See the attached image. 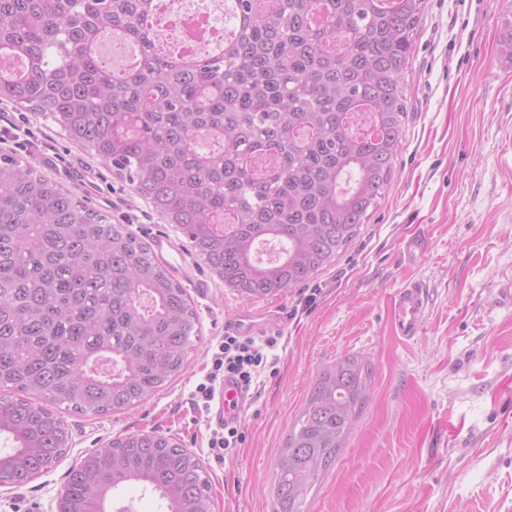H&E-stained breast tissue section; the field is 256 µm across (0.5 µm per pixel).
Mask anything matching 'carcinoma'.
<instances>
[{
    "mask_svg": "<svg viewBox=\"0 0 512 512\" xmlns=\"http://www.w3.org/2000/svg\"><path fill=\"white\" fill-rule=\"evenodd\" d=\"M151 0H0V101L37 112L123 173L244 299L308 281L388 192L405 121L403 79L425 0H237L243 24L216 56L177 67L143 41ZM138 44L120 69L99 51ZM274 242L277 258H257ZM198 318L151 247L53 179L0 155V477L24 486L59 460L54 407L107 414L186 365ZM355 355L317 378L276 461L278 512H301L368 396ZM32 394L41 401H30ZM200 459L153 433L74 465L78 512L136 482L166 512H212Z\"/></svg>",
    "mask_w": 512,
    "mask_h": 512,
    "instance_id": "carcinoma-1",
    "label": "carcinoma"
}]
</instances>
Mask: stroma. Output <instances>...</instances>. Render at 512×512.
<instances>
[{"label": "stroma", "instance_id": "stroma-1", "mask_svg": "<svg viewBox=\"0 0 512 512\" xmlns=\"http://www.w3.org/2000/svg\"><path fill=\"white\" fill-rule=\"evenodd\" d=\"M512 0H425L405 75L402 148L391 186L347 248L306 283L246 300L190 248L130 181L67 140L41 116L0 103V139L90 209L157 247L188 291L199 337L176 379L141 404L94 415L58 408L64 457L22 487L0 486V512H54L71 466L120 436L154 432L200 458L212 512H276L275 456L320 373L345 355L372 371L369 396L343 448L320 474L303 512H512V59L499 40ZM418 239L420 252L405 244ZM420 283L422 335L392 325L394 299ZM312 310L290 317L311 289ZM270 312L280 336L274 370L260 374L242 414L245 442L227 465L207 447L221 412L194 413L189 392L233 318Z\"/></svg>", "mask_w": 512, "mask_h": 512}]
</instances>
